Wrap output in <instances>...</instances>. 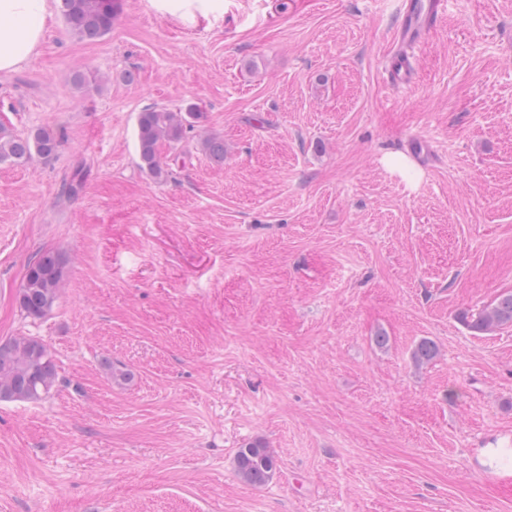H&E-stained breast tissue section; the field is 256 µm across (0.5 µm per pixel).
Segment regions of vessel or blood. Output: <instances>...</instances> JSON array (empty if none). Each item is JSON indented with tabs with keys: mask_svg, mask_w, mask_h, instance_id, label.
<instances>
[{
	"mask_svg": "<svg viewBox=\"0 0 512 512\" xmlns=\"http://www.w3.org/2000/svg\"><path fill=\"white\" fill-rule=\"evenodd\" d=\"M448 12V0H402L393 30L396 46L388 68V79L407 87L413 78V52Z\"/></svg>",
	"mask_w": 512,
	"mask_h": 512,
	"instance_id": "obj_1",
	"label": "vessel or blood"
}]
</instances>
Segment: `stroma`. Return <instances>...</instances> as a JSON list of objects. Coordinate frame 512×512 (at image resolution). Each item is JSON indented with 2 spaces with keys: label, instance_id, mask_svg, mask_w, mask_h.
<instances>
[{
  "label": "stroma",
  "instance_id": "35a3bbf8",
  "mask_svg": "<svg viewBox=\"0 0 512 512\" xmlns=\"http://www.w3.org/2000/svg\"><path fill=\"white\" fill-rule=\"evenodd\" d=\"M397 9L224 0L187 23L120 0L90 42L54 8L0 73V122L62 139L0 164V341L40 338L59 378L0 402V512H512L480 462L512 448V325L460 320L512 291V0H449L408 88L385 74ZM190 103L187 162L155 181L138 114ZM414 138L427 159L391 169ZM45 251L64 284L34 320L16 294ZM252 442L262 485L235 472ZM197 149L211 160L222 163L224 161V137L218 133H207L197 142ZM276 461L273 454L261 443L240 448L236 455V471L250 484H263L274 473Z\"/></svg>",
  "mask_w": 512,
  "mask_h": 512
}]
</instances>
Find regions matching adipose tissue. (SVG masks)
<instances>
[{
  "label": "adipose tissue",
  "mask_w": 512,
  "mask_h": 512,
  "mask_svg": "<svg viewBox=\"0 0 512 512\" xmlns=\"http://www.w3.org/2000/svg\"><path fill=\"white\" fill-rule=\"evenodd\" d=\"M50 0H0V71L24 65L40 46Z\"/></svg>",
  "instance_id": "adipose-tissue-1"
}]
</instances>
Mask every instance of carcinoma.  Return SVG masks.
Here are the masks:
<instances>
[{
    "label": "carcinoma",
    "instance_id": "obj_1",
    "mask_svg": "<svg viewBox=\"0 0 512 512\" xmlns=\"http://www.w3.org/2000/svg\"><path fill=\"white\" fill-rule=\"evenodd\" d=\"M58 9L70 32L81 40L95 41L107 35L114 25L119 0H59ZM196 104L184 109L151 106L137 119L139 168L157 181L167 180L170 170L161 155L166 145L176 150L185 142L187 129L203 118ZM198 149L211 160L224 162V137L207 133L197 142ZM60 139L53 132L38 129L26 135L0 123V163L28 165L54 157ZM65 260L57 252L42 253L28 265L18 289L20 310L28 318L41 319L55 305L64 281ZM462 321L476 332H491L512 325V292L499 296L488 308L474 317L464 313ZM437 348L429 340L421 341L413 353L416 363L431 361ZM57 372L48 346L33 336H15L0 341V401H39L56 386ZM273 454L260 443L241 448L236 455V471L250 484H263L274 473Z\"/></svg>",
    "mask_w": 512,
    "mask_h": 512
}]
</instances>
